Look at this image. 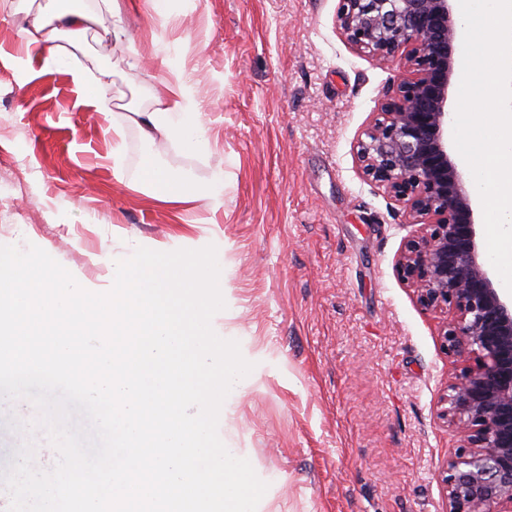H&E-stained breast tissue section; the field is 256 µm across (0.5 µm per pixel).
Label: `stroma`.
Segmentation results:
<instances>
[{
    "mask_svg": "<svg viewBox=\"0 0 512 512\" xmlns=\"http://www.w3.org/2000/svg\"><path fill=\"white\" fill-rule=\"evenodd\" d=\"M128 37L103 14L86 49L116 64L113 95H144L184 69L201 82L211 151L188 156L124 138L115 175L112 118L68 69L19 67V0H0V245L45 250L88 288L107 287L106 254L129 239L164 252L215 245L224 256L226 337L253 362L218 423L268 489L257 512H446L442 471L461 437L436 416L462 362L441 345L444 317L421 309L395 260L418 231L354 154L399 73L354 50L339 0H166L162 25L127 0ZM149 65L130 68L134 56ZM204 183L231 173L203 223L153 197L145 159ZM38 412L0 399V469L45 432L8 426Z\"/></svg>",
    "mask_w": 512,
    "mask_h": 512,
    "instance_id": "35a3bbf8",
    "label": "stroma"
}]
</instances>
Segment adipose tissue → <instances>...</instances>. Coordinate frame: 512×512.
<instances>
[{"mask_svg":"<svg viewBox=\"0 0 512 512\" xmlns=\"http://www.w3.org/2000/svg\"><path fill=\"white\" fill-rule=\"evenodd\" d=\"M23 12L20 33L27 51L35 52L43 67L74 69L98 110L111 113L115 137H123L126 128L132 127L147 143L165 142L187 155H208V130L200 118L195 86L188 78H180L174 86L160 83L146 99L114 109L110 91L118 70L87 57L85 43L103 13L121 16L122 0H99L93 8L86 0H24ZM140 179L160 200L188 210L215 211L224 205L226 174L221 170L212 171L206 183L194 185L148 160Z\"/></svg>","mask_w":512,"mask_h":512,"instance_id":"obj_1","label":"adipose tissue"}]
</instances>
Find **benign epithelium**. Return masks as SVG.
I'll return each instance as SVG.
<instances>
[{
	"mask_svg": "<svg viewBox=\"0 0 512 512\" xmlns=\"http://www.w3.org/2000/svg\"><path fill=\"white\" fill-rule=\"evenodd\" d=\"M456 0H339L352 48L403 60L404 74L355 147L362 173L420 225L395 268L422 309L446 315L454 358L474 357L448 384L439 419L461 433L444 482L448 512H512V296L480 259L473 193L448 152V89L460 25Z\"/></svg>",
	"mask_w": 512,
	"mask_h": 512,
	"instance_id": "obj_1",
	"label": "benign epithelium"
}]
</instances>
